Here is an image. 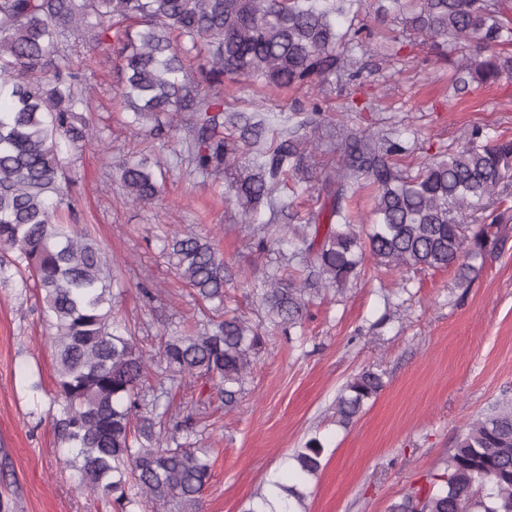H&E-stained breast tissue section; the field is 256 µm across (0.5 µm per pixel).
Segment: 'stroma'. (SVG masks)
I'll return each mask as SVG.
<instances>
[{
	"label": "stroma",
	"instance_id": "35a3bbf8",
	"mask_svg": "<svg viewBox=\"0 0 512 512\" xmlns=\"http://www.w3.org/2000/svg\"><path fill=\"white\" fill-rule=\"evenodd\" d=\"M339 24L371 32L356 53L360 77L323 89L228 81L225 111L258 112L273 125L316 134L326 149L320 161L331 168L345 127L399 139L410 150L401 163L413 171L473 126L512 137V78L455 92V56L403 32L378 0H357ZM78 72L93 91L92 119L105 149L69 159L76 198L69 221L89 227L107 248L119 279L118 317L150 350L162 335L194 330L201 303L162 253L165 235L187 228L223 253L226 306L263 320L251 291L292 249L258 251L254 231L277 236L287 217L262 205L245 223L229 176L200 175L171 159L166 138L134 131L113 51L79 63ZM315 108L328 119L312 128ZM142 151L168 161L164 191L149 205L131 203L115 181L118 166ZM498 209L505 219L475 277L460 281L452 269L393 272L369 258L345 292L313 298L301 335L268 331L235 408L196 423L193 440L214 462L201 512H241L313 436L325 453L322 470L303 488L307 512H387L410 488L428 486L467 421L512 403V194ZM143 286L150 299L140 295ZM49 334L40 293L7 273L0 279V512H114L109 500L77 489L57 454ZM364 369L382 373L385 386L341 427L336 395Z\"/></svg>",
	"mask_w": 512,
	"mask_h": 512
}]
</instances>
